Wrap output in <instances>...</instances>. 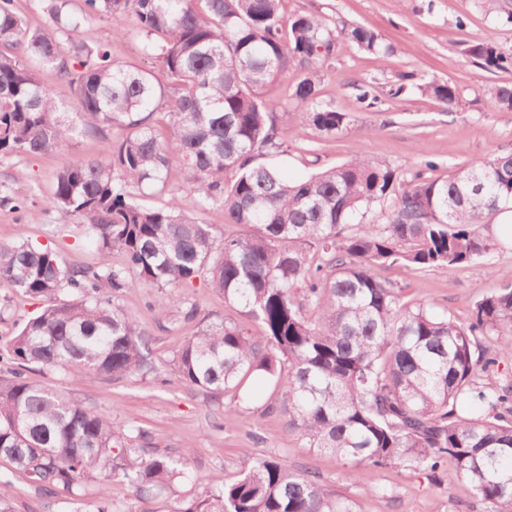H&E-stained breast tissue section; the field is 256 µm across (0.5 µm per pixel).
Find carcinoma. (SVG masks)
<instances>
[{"mask_svg": "<svg viewBox=\"0 0 512 512\" xmlns=\"http://www.w3.org/2000/svg\"><path fill=\"white\" fill-rule=\"evenodd\" d=\"M41 0L46 26L30 29L17 0H0V161L61 157L46 208L84 226L117 267L67 268L49 246L0 242V280L21 299H44L0 351V457L68 508L132 512L112 499L118 480L140 500L201 481L179 457L144 446L141 426L117 428L29 372L38 367L104 381L152 371L148 335L112 304L125 289L198 280L260 323L250 336L212 321L186 337L172 363L186 385L218 396L244 378L281 388L288 433L343 461L409 467L433 483L464 482L485 512H512V381L484 378L512 358V284L481 295L468 320L404 301L380 271L448 273L500 248L488 218L512 209V154L484 157L444 177L410 180L385 160L350 159L293 182L258 162L282 152L293 131L278 126L262 90L291 73L290 98L323 140L355 128L356 116L320 102V70L345 46L386 53L366 26L336 31L322 14L292 15L284 0ZM133 24L150 64L116 63L105 45L79 39L98 18ZM467 56L495 71L512 54L479 36ZM407 82L444 110L457 86L410 74ZM73 94L78 120L52 85ZM492 111H512V84L483 90ZM166 117L161 133L154 115ZM120 129V138L112 137ZM78 136L105 145L99 158L67 154ZM193 197L166 195L174 166ZM150 191L155 200L143 204ZM36 194L0 183V203L25 215ZM384 206V222L369 218ZM251 231L217 234L203 214ZM474 412L463 417L457 404ZM206 493L174 512H359L355 500L277 456L253 460L233 479H206Z\"/></svg>", "mask_w": 512, "mask_h": 512, "instance_id": "obj_1", "label": "carcinoma"}]
</instances>
